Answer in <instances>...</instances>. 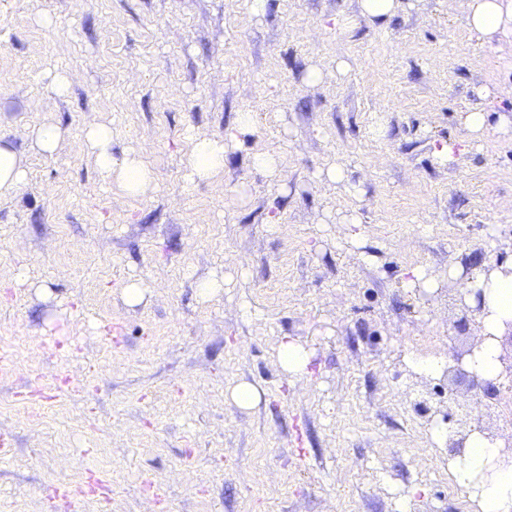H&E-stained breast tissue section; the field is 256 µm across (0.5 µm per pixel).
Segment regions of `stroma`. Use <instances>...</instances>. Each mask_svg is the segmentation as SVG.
<instances>
[{
    "label": "stroma",
    "instance_id": "obj_1",
    "mask_svg": "<svg viewBox=\"0 0 512 512\" xmlns=\"http://www.w3.org/2000/svg\"><path fill=\"white\" fill-rule=\"evenodd\" d=\"M467 5L401 0L379 23L359 0H0V138L27 164L0 195V512H58L54 489L92 477L69 512H474L430 427L466 409L507 436L512 388L406 363L468 349L460 289L512 257V37L482 47ZM483 106L476 140L461 117ZM244 110L223 172L187 183L192 135ZM95 123L151 165L150 197L101 181ZM417 267L434 290L407 287ZM212 275L224 292L200 301ZM286 337L309 376L278 365ZM63 132L55 123L48 122L40 125L33 133V145L45 155L53 154L57 149ZM409 365L416 372L428 377H435L442 374L447 367V359L441 355L428 357L411 356Z\"/></svg>",
    "mask_w": 512,
    "mask_h": 512
}]
</instances>
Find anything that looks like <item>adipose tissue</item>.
<instances>
[{"mask_svg":"<svg viewBox=\"0 0 512 512\" xmlns=\"http://www.w3.org/2000/svg\"><path fill=\"white\" fill-rule=\"evenodd\" d=\"M467 21L488 44L497 36L512 35V0H469ZM252 126V113L245 110L239 112L233 133L195 137L186 165L188 180L215 179L224 169V158L235 135ZM84 146L104 183H118L133 198H145L154 192L155 175L138 153H128L119 161L113 159L111 126H91ZM464 287L481 292L483 306L478 317V343L463 365L467 371L494 382L503 370L504 338L512 332V261L478 270ZM502 445L497 436L476 432L467 438L463 455L448 463L454 483L469 493L474 512H512V457L501 454Z\"/></svg>","mask_w":512,"mask_h":512,"instance_id":"obj_1","label":"adipose tissue"}]
</instances>
